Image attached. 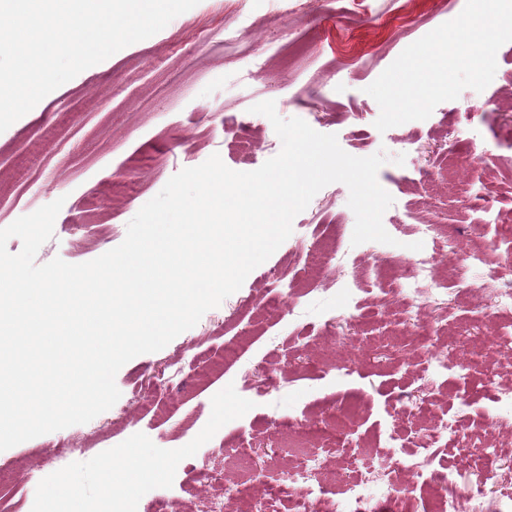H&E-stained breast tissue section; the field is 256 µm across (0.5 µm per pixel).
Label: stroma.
<instances>
[{
    "label": "stroma",
    "mask_w": 512,
    "mask_h": 512,
    "mask_svg": "<svg viewBox=\"0 0 512 512\" xmlns=\"http://www.w3.org/2000/svg\"><path fill=\"white\" fill-rule=\"evenodd\" d=\"M465 0H199L155 35L88 68L0 133V228L57 198L65 203L53 237L35 262L77 264L120 245L128 222L180 170L219 154L229 168H259L281 149L270 120L252 105L274 101L282 118L298 117L336 135L354 156L386 152L378 181L394 199L383 215L393 244L352 245L355 215L348 188L320 190L293 221L290 237L242 287L207 311L160 351L139 355L117 372L112 408L0 451V512H210L226 485L250 482L249 512H320L302 490H273L279 471L301 455L286 444L295 426L316 432L306 447L321 457L324 483L358 485L363 512H403L396 493L364 474L372 456L395 467L414 451L413 436L448 418L460 420L461 446L444 447L440 469L466 471L512 512V470L487 477L469 454L483 445L484 425L512 442V358L488 339L512 324L481 287L486 270L435 295H421L394 271L415 242L413 219L446 227L456 244L493 239L498 226L475 190L491 193L495 211L512 215V42L497 52L493 81L466 89L429 118L381 132L377 102L365 89L410 44L455 18ZM412 23L390 24L397 10ZM413 138L411 148L402 139ZM488 147L492 170L471 166L474 145ZM329 224L313 223L316 211ZM358 281L360 311L343 284ZM280 309L269 318L268 306ZM419 311L405 318L407 307ZM236 362L202 380L191 359L212 361L226 343ZM468 346V360L458 349ZM448 355L447 374L427 372L432 348ZM396 442H388V433ZM138 449L162 477L126 490V452ZM242 449L239 457L231 449Z\"/></svg>",
    "instance_id": "stroma-1"
}]
</instances>
